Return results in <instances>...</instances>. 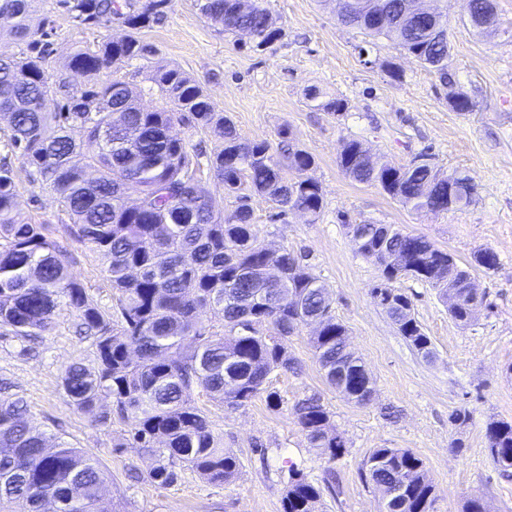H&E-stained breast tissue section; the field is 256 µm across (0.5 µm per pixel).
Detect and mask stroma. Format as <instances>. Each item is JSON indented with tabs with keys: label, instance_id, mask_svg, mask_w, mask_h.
<instances>
[{
	"label": "stroma",
	"instance_id": "1",
	"mask_svg": "<svg viewBox=\"0 0 512 512\" xmlns=\"http://www.w3.org/2000/svg\"><path fill=\"white\" fill-rule=\"evenodd\" d=\"M502 34L474 30L465 0H430L448 13V72L441 83L396 43L374 39L341 25L318 0H266L282 38L265 50L241 48L203 16L197 0H173L165 15L142 37L157 48L155 62L178 66L195 79L243 140L268 142L279 159L303 149L314 157L308 175L323 190L316 223L296 213L277 215L264 196L253 195V232L259 244L288 250L325 284L332 313L344 324L350 343L375 382L372 401L357 404L331 390L314 356L313 327L288 339L296 371L270 375L264 393L231 409L193 392L215 430L242 463L238 478L217 485L186 469L168 488L131 480L129 469L147 473L155 463L137 448L117 447L131 425L104 429L71 406L60 385L72 359L95 360L90 340L74 333V317L62 313L53 329L25 348L0 337V380L23 397L31 424L71 443L97 460L106 478L102 502L108 512H283L288 470H301L321 491L319 512H381V498L362 476L376 448H408L424 463L437 496V512H463L481 498L487 512H512V472L489 458L485 437L492 420L512 421V0H496ZM52 73H59L79 44L103 37L121 39L126 27L76 26L54 14ZM151 64L133 60L103 71L102 80L128 82L147 109L159 104L150 81ZM399 78H392L390 69ZM319 87L343 100L344 112L317 109L306 95ZM461 93L468 111L450 100ZM288 137H281V129ZM355 139L372 156L394 164L431 155L447 172L468 176L476 188L467 208L430 214L412 211L380 187L352 181L337 157L345 140ZM17 205L36 224H64L68 217L56 196L18 181ZM391 224L426 237L469 267L485 300L470 326H459L436 288L405 278L397 288L409 296L417 321L432 341L423 356L400 334L374 302L380 271L355 253L351 224ZM71 270L99 306L112 305L103 263L86 247L67 242ZM482 248L499 257L496 270L475 267ZM280 398L269 407L267 393ZM319 395L345 453L328 460L310 448L294 413L295 403ZM471 414L454 422L457 410Z\"/></svg>",
	"mask_w": 512,
	"mask_h": 512
}]
</instances>
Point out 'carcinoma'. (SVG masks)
I'll use <instances>...</instances> for the list:
<instances>
[{"label": "carcinoma", "instance_id": "carcinoma-1", "mask_svg": "<svg viewBox=\"0 0 512 512\" xmlns=\"http://www.w3.org/2000/svg\"><path fill=\"white\" fill-rule=\"evenodd\" d=\"M34 0H0L9 11L8 42L0 41V120L10 134L0 158V336L26 339L52 330L63 311L78 319L80 332L93 339L95 362L75 359L61 372V387L71 405L98 427L133 420L119 448H142L157 456L144 480L159 487L177 482L190 468L214 484L235 480L240 459L221 446L206 411L193 402L199 388L229 408L250 402L275 371L294 368L288 337L317 320L311 339L326 383L346 398L364 403L374 381L362 359L350 349L344 325L331 314L327 289L298 256L286 249L269 252L256 243L252 195L271 200L278 215L302 206L316 222L323 192L310 177L288 180L264 141L239 137L230 118L219 111L203 88L181 69L158 65L152 81L161 105L144 111L134 88L100 74L133 60H148L155 48L142 29L164 15L171 0H148L137 8L127 0H53L80 26L106 25L124 15L130 32L120 40L103 38L77 47L65 68L86 78L80 99L96 105L81 110L70 93L56 86L47 67L51 59V20L33 18ZM199 0L200 12L221 31L251 34L249 49L262 51L282 37L265 6L249 0ZM338 21L370 37L398 43L448 82L447 15L434 11L427 25L408 0H376L368 9L360 0H338ZM21 46L14 52L11 45ZM317 107L345 110L341 99L317 87L309 90ZM181 124L211 131L221 148L201 161V153L172 134ZM299 172L314 164L305 150L288 153ZM19 161L27 181L50 189L68 215L67 236L104 263L112 288V307L91 300L73 276L66 250L50 236L48 224H34L17 208ZM338 165L359 183L378 185L392 198L417 211H448V177H454V208L472 203L470 179L447 174L421 155L406 165L379 163L362 144L343 143ZM191 167L197 181L208 171L234 199L224 203L184 180ZM141 204H128L129 192ZM354 250L374 262L381 283L372 296L394 297L403 308L377 301L418 352L428 356L432 342L412 314L409 297L392 283L411 277L439 289L452 319L466 326L483 297L470 287L471 273L448 268L450 254L427 238L386 224H348ZM485 271L499 265L485 248L474 254ZM210 310L204 322L200 311ZM109 398L112 405L103 404ZM310 447L334 460L344 443L328 435L330 416L312 394L294 407ZM488 454L494 464L512 469V423L486 426ZM367 481L380 492L383 512H434L435 488L422 460L405 448H375L364 462ZM105 475L99 463L65 441L52 445L33 427L20 397L0 398V512L25 504L24 512H105L101 509ZM407 495L395 504L393 485ZM321 491L298 469L289 468L284 512H317Z\"/></svg>", "mask_w": 512, "mask_h": 512}]
</instances>
